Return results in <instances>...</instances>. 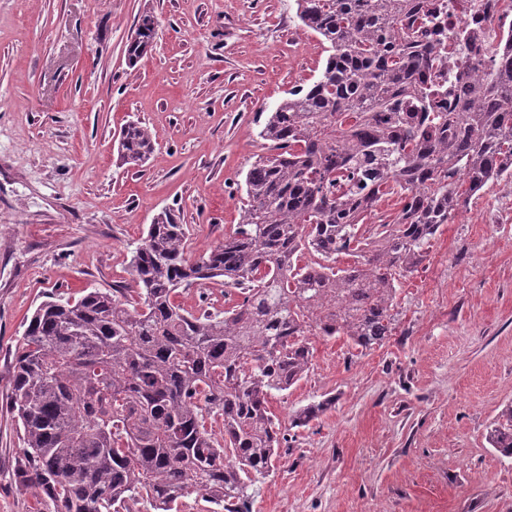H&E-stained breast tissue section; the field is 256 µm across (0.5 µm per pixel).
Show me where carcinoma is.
I'll return each instance as SVG.
<instances>
[{"mask_svg": "<svg viewBox=\"0 0 512 512\" xmlns=\"http://www.w3.org/2000/svg\"><path fill=\"white\" fill-rule=\"evenodd\" d=\"M295 5L327 56L262 123L266 153L246 175L236 229L190 262L186 225L162 210L131 250L132 296L45 301L17 339L8 399L24 449L14 477L43 512H170L192 493L216 512H250L285 439L269 399L308 369V333L383 344L396 329L398 278L473 196L512 178L511 45L450 112L439 104L449 91L421 80L437 61L428 26L443 5ZM154 35L146 13L129 62ZM152 149L146 127L124 128L125 162ZM390 194L400 197L394 218L364 223ZM341 256L354 261L338 269ZM219 281L242 299L198 314L176 304ZM324 408H304L291 426ZM217 416L219 437L207 427ZM488 440L512 459V403Z\"/></svg>", "mask_w": 512, "mask_h": 512, "instance_id": "1", "label": "carcinoma"}]
</instances>
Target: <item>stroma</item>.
<instances>
[{
	"mask_svg": "<svg viewBox=\"0 0 512 512\" xmlns=\"http://www.w3.org/2000/svg\"><path fill=\"white\" fill-rule=\"evenodd\" d=\"M147 11L153 46L132 64ZM324 58L295 0H0V512L39 508L13 479L7 406L26 318L53 295L132 287L128 247L161 210L187 225L188 259L222 242L260 122ZM130 121L155 142L140 166L118 153ZM427 252L383 345L309 334L306 375L270 401L287 441L251 512H512V459L487 441L512 402V182L486 186Z\"/></svg>",
	"mask_w": 512,
	"mask_h": 512,
	"instance_id": "35a3bbf8",
	"label": "stroma"
}]
</instances>
